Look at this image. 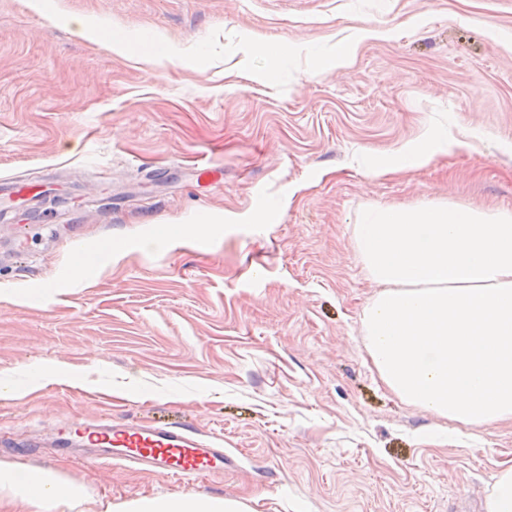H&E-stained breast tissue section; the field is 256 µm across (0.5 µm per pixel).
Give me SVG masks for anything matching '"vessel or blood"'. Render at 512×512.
<instances>
[{"instance_id": "vessel-or-blood-1", "label": "vessel or blood", "mask_w": 512, "mask_h": 512, "mask_svg": "<svg viewBox=\"0 0 512 512\" xmlns=\"http://www.w3.org/2000/svg\"><path fill=\"white\" fill-rule=\"evenodd\" d=\"M41 195L40 187L27 181L0 185V210ZM51 443L96 448L101 465H140L175 479L219 475L230 464L223 449L212 447L203 435L170 425L75 418L57 427Z\"/></svg>"}]
</instances>
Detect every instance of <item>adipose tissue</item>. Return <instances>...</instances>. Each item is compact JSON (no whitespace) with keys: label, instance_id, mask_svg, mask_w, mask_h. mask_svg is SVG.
Wrapping results in <instances>:
<instances>
[{"label":"adipose tissue","instance_id":"adipose-tissue-1","mask_svg":"<svg viewBox=\"0 0 512 512\" xmlns=\"http://www.w3.org/2000/svg\"><path fill=\"white\" fill-rule=\"evenodd\" d=\"M447 132L401 152L423 167L463 149ZM355 246L379 290L365 306V348L400 400L465 428L512 420V213L461 207H377ZM26 512H74L85 487L56 472L0 462V494ZM121 512H248L239 501L193 492L142 496Z\"/></svg>","mask_w":512,"mask_h":512}]
</instances>
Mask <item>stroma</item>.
<instances>
[{
	"instance_id": "1",
	"label": "stroma",
	"mask_w": 512,
	"mask_h": 512,
	"mask_svg": "<svg viewBox=\"0 0 512 512\" xmlns=\"http://www.w3.org/2000/svg\"><path fill=\"white\" fill-rule=\"evenodd\" d=\"M146 38L161 62L137 61ZM443 130L467 149L369 177ZM202 158L223 185L198 181ZM14 177L48 180L52 208L0 219V385L69 381L0 399V461L87 487L75 512L184 492L249 512H485L512 421L457 432L381 383L354 232L377 206L512 212V0H0ZM106 234L126 248L74 272ZM105 413L194 428L233 465L178 481L30 445Z\"/></svg>"
}]
</instances>
